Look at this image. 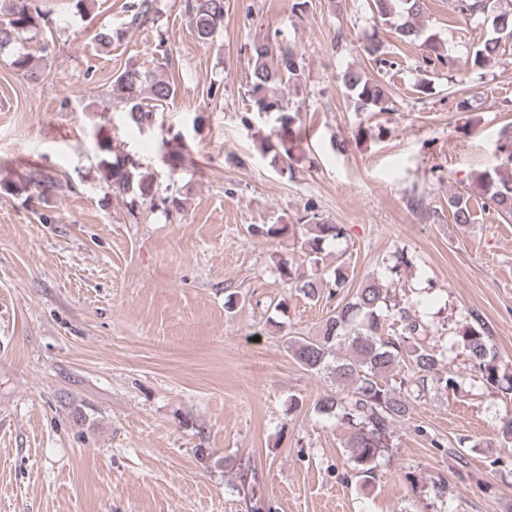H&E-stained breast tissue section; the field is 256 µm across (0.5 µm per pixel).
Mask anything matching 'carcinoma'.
Returning <instances> with one entry per match:
<instances>
[{
    "label": "carcinoma",
    "mask_w": 512,
    "mask_h": 512,
    "mask_svg": "<svg viewBox=\"0 0 512 512\" xmlns=\"http://www.w3.org/2000/svg\"><path fill=\"white\" fill-rule=\"evenodd\" d=\"M156 0H128L125 4V25L140 28L156 21ZM369 7L395 40L403 45L421 41L424 61L428 65L448 66L453 60L443 42L435 35L422 36L414 20L424 9V0H370ZM451 14L468 22L478 17L492 18L493 34L473 47L467 57L470 70L484 68L499 50L501 35L512 37V9L501 7V0H448ZM184 11L190 20L196 39L211 41L224 28V0H185ZM45 13L36 0H9L6 13L0 16V51L11 46L17 34L39 26ZM368 59L378 69H391V60L384 42L372 35L363 47ZM13 65L38 81L43 72L28 53L16 54ZM251 67L248 84L249 102L257 113L274 115L272 131L260 139V151L268 165L281 171L298 161V143L294 137L297 114L288 110L283 97L272 94L281 86L301 75L298 53L287 44L271 39L252 42L249 48ZM356 110L361 112H390L393 92L385 84L369 77L363 70L347 69L341 77ZM113 90L122 104L127 121L138 130L151 127L157 110L170 104L177 96V85L167 75L154 69L127 64L113 79ZM177 143L162 141L166 148L163 159L170 174H175L192 149L181 135ZM102 153L100 164L113 190L130 197V204L153 199L154 177L140 170L139 163L129 155H112V138L98 141ZM471 184L482 196L484 204L503 218L512 219V160H501L496 167L480 171ZM54 188L51 176L28 171L12 186L29 198H46ZM472 194L458 191L448 196V212L454 223L469 224L472 220ZM302 229L294 240L299 244L301 265L286 259L278 261L280 277L289 287L308 298L323 294L337 296L352 287L349 267L342 259L325 263L328 249L346 238L341 224H332L320 217L315 206L307 203L297 223L279 218L275 224H253V235L285 237ZM410 260L406 252L393 255L382 274L361 281L344 303H339L326 318L321 335L309 340L293 339L288 348L298 363L315 374H329L336 380L338 390L321 397L316 412L335 421L346 431V447L350 448L355 477L366 482L373 478L380 460L394 447L396 425L409 420L411 398L435 391H455L462 379L445 368L450 359L465 355L475 372L502 396L512 397V372H508L491 336L484 330L466 325L438 345L428 341L431 333L428 316L419 300H403L391 295V287L400 281ZM409 365L407 374L395 377L394 368ZM512 444V417L501 421L494 440L487 447Z\"/></svg>",
    "instance_id": "1"
}]
</instances>
